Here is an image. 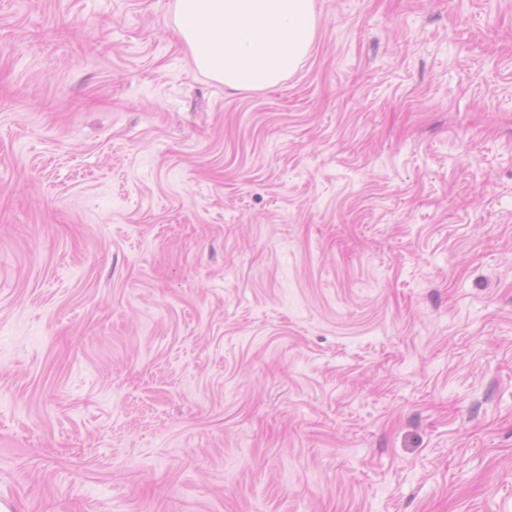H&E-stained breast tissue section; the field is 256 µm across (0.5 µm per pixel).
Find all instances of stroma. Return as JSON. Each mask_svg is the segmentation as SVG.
<instances>
[{"instance_id":"35a3bbf8","label":"stroma","mask_w":512,"mask_h":512,"mask_svg":"<svg viewBox=\"0 0 512 512\" xmlns=\"http://www.w3.org/2000/svg\"><path fill=\"white\" fill-rule=\"evenodd\" d=\"M232 91L174 0H0V502L512 512V0H315Z\"/></svg>"}]
</instances>
